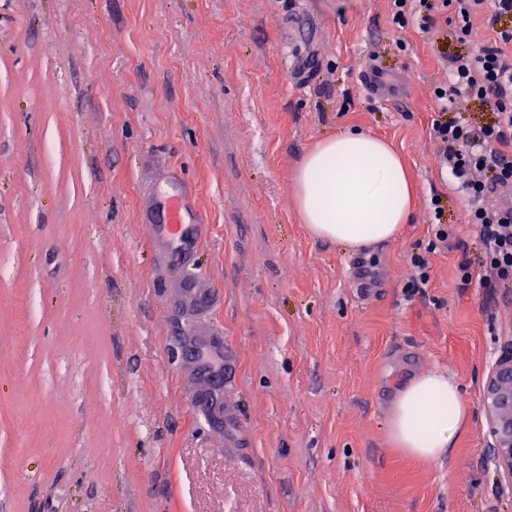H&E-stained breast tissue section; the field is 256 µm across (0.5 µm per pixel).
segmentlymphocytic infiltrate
Instances as JSON below:
<instances>
[{
    "label": "lymphocytic infiltrate",
    "instance_id": "f902f5d3",
    "mask_svg": "<svg viewBox=\"0 0 512 512\" xmlns=\"http://www.w3.org/2000/svg\"><path fill=\"white\" fill-rule=\"evenodd\" d=\"M392 17L403 22L419 13L423 32H431L439 16L449 14L457 37L469 36L475 18L493 25V40L468 55L448 59V82L436 88L441 111L465 100L489 105L495 114L480 130L446 120L434 123L440 163L468 200V221L486 247V266L501 287L512 288V203L498 200L512 192V0H390Z\"/></svg>",
    "mask_w": 512,
    "mask_h": 512
}]
</instances>
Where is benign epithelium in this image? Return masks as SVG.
Segmentation results:
<instances>
[{
    "label": "benign epithelium",
    "mask_w": 512,
    "mask_h": 512,
    "mask_svg": "<svg viewBox=\"0 0 512 512\" xmlns=\"http://www.w3.org/2000/svg\"><path fill=\"white\" fill-rule=\"evenodd\" d=\"M483 407L493 459L512 480V345L488 368Z\"/></svg>",
    "instance_id": "1"
}]
</instances>
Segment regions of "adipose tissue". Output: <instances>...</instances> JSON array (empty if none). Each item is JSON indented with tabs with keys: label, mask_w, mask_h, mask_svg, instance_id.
Masks as SVG:
<instances>
[{
	"label": "adipose tissue",
	"mask_w": 512,
	"mask_h": 512,
	"mask_svg": "<svg viewBox=\"0 0 512 512\" xmlns=\"http://www.w3.org/2000/svg\"><path fill=\"white\" fill-rule=\"evenodd\" d=\"M297 209L316 238L364 249L396 237L408 220L413 186L389 144L361 132L322 140L299 160L293 177ZM469 421V406L447 372L434 370L399 388L388 432L406 455L451 454Z\"/></svg>",
	"instance_id": "obj_1"
}]
</instances>
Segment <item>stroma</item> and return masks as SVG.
<instances>
[{"mask_svg":"<svg viewBox=\"0 0 512 512\" xmlns=\"http://www.w3.org/2000/svg\"><path fill=\"white\" fill-rule=\"evenodd\" d=\"M420 24L389 0H0V512H512L482 402L512 290L433 135L444 54L490 30ZM347 129L416 190L363 252L315 239L293 188ZM171 176L201 223L187 264L150 229ZM434 369L473 421L418 461L387 417Z\"/></svg>","mask_w":512,"mask_h":512,"instance_id":"35a3bbf8","label":"stroma"}]
</instances>
